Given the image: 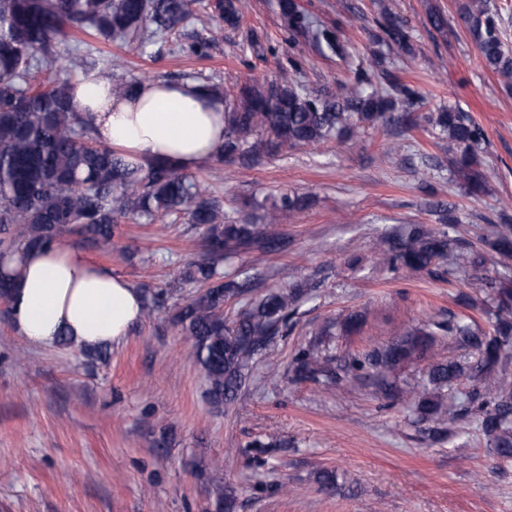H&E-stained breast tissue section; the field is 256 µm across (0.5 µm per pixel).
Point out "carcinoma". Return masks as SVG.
<instances>
[{"mask_svg": "<svg viewBox=\"0 0 512 512\" xmlns=\"http://www.w3.org/2000/svg\"><path fill=\"white\" fill-rule=\"evenodd\" d=\"M280 13L296 35L310 31L313 21L297 0H279ZM192 0H0V262L24 248L50 247L73 238L85 247L106 249L119 219L130 216L152 224L182 214L202 229L206 255L183 264L179 279L196 286V295L174 303L172 321L192 343L209 393L217 403L230 401L241 388L246 370L288 322V313L304 295L296 284L269 291L234 316L224 305L245 290V284L225 279L221 264L239 248L269 246L280 237L281 216L307 207L306 196L283 193L266 207L264 223L224 220L221 201L197 176L166 161L132 165L94 134L91 119L74 110L77 82L94 75L112 80L81 42L67 48V30L106 42L119 40L137 49L166 40L192 13ZM211 17L230 26L241 20L242 0H208ZM458 17L469 31L485 66L512 80V51L502 42L485 0L459 5ZM382 41L410 49L411 34L400 17L379 23ZM72 52L68 69L55 67ZM204 87L224 98V151L217 162L258 165L298 146H314L330 138L351 135L365 125L426 123L448 136L450 162L458 180L472 194L484 191L486 173L478 154L483 130L465 113L453 109L418 114L422 94L413 86L389 82L385 93H365L358 87L336 94L312 95L287 78L270 83H244L227 92L219 83ZM443 228L419 225L384 241V255L395 266L453 275L464 266L490 268L512 257V226L496 232L490 248L474 252L450 238L458 217L441 210ZM485 294L495 304L494 321L483 329L466 315L433 321L427 329L408 325L401 338L383 350L373 349L331 368L318 350L297 357L299 378H326L337 386L342 378L370 369L381 397L398 396L395 370L414 354L424 355L434 337L448 334L473 351V364L432 363L423 387L448 385L462 377L475 381L492 399L493 407L479 420L490 454L512 458V285L486 278ZM143 317L154 315L174 298L166 288L141 287ZM417 421L431 422L429 436L448 438V422L457 412L439 397L423 395Z\"/></svg>", "mask_w": 512, "mask_h": 512, "instance_id": "carcinoma-1", "label": "carcinoma"}]
</instances>
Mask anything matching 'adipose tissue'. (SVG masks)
Instances as JSON below:
<instances>
[{"mask_svg":"<svg viewBox=\"0 0 512 512\" xmlns=\"http://www.w3.org/2000/svg\"><path fill=\"white\" fill-rule=\"evenodd\" d=\"M73 106L91 116L99 141L140 164L164 160L189 172L224 145V101L197 81L143 82L129 96L111 83L84 80ZM11 324L25 341L54 345L67 336L86 347L121 341L141 318V294L60 242L27 251L14 275Z\"/></svg>","mask_w":512,"mask_h":512,"instance_id":"ef3b65f1","label":"adipose tissue"}]
</instances>
